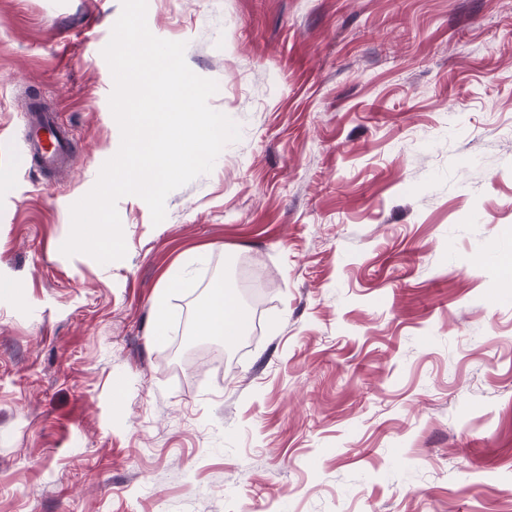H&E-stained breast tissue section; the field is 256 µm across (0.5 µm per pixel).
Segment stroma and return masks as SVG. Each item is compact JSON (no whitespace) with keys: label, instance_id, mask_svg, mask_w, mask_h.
I'll return each mask as SVG.
<instances>
[{"label":"stroma","instance_id":"1","mask_svg":"<svg viewBox=\"0 0 512 512\" xmlns=\"http://www.w3.org/2000/svg\"><path fill=\"white\" fill-rule=\"evenodd\" d=\"M121 11L0 0V512H512V0H148L241 137L160 224L120 198L102 264L60 244L120 146ZM242 262L256 329L174 363ZM28 129L29 150L42 167L50 168L71 158L70 133L59 125L52 112L35 105L23 115Z\"/></svg>","mask_w":512,"mask_h":512}]
</instances>
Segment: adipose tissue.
I'll return each instance as SVG.
<instances>
[{
    "instance_id": "obj_1",
    "label": "adipose tissue",
    "mask_w": 512,
    "mask_h": 512,
    "mask_svg": "<svg viewBox=\"0 0 512 512\" xmlns=\"http://www.w3.org/2000/svg\"><path fill=\"white\" fill-rule=\"evenodd\" d=\"M196 322L201 335L221 340L247 335L251 327V318L234 287L221 278L211 282L207 300L200 306Z\"/></svg>"
}]
</instances>
